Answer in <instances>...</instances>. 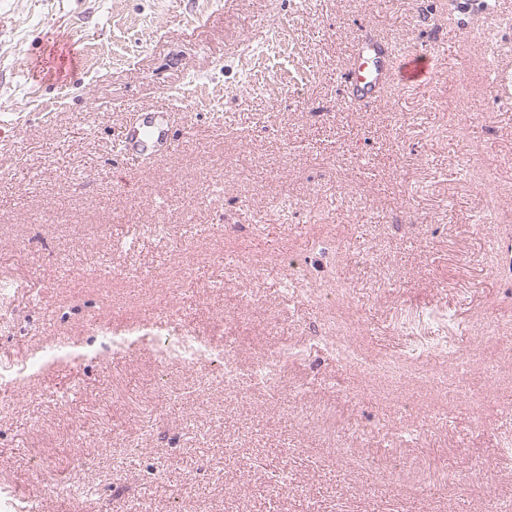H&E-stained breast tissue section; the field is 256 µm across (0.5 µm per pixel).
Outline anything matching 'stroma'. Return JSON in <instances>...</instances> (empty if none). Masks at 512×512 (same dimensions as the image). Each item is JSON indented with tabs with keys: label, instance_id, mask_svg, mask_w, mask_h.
<instances>
[{
	"label": "stroma",
	"instance_id": "1",
	"mask_svg": "<svg viewBox=\"0 0 512 512\" xmlns=\"http://www.w3.org/2000/svg\"><path fill=\"white\" fill-rule=\"evenodd\" d=\"M366 29L433 82L349 101ZM154 118L169 153L121 151ZM511 246L512 0H0V512L508 504ZM162 303L236 383L90 347ZM472 458L489 497L436 478Z\"/></svg>",
	"mask_w": 512,
	"mask_h": 512
}]
</instances>
